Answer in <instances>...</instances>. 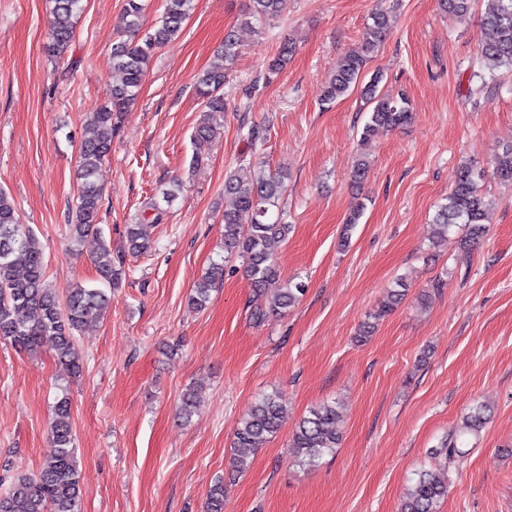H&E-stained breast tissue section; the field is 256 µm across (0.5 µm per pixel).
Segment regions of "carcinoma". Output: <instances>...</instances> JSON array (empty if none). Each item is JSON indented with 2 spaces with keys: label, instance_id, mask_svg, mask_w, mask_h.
Listing matches in <instances>:
<instances>
[{
  "label": "carcinoma",
  "instance_id": "carcinoma-1",
  "mask_svg": "<svg viewBox=\"0 0 512 512\" xmlns=\"http://www.w3.org/2000/svg\"><path fill=\"white\" fill-rule=\"evenodd\" d=\"M82 0H51V20L47 55L64 59L73 38ZM194 0H165V9L158 24L143 28L144 7L141 0H126L129 17L127 32L112 47V69L119 76L108 98L87 116L90 135L83 138L78 151L76 180L78 195L69 224L71 242L78 244L89 236L100 239L92 263L97 281L103 287H88L72 282L59 290L45 278V256L34 231L20 223L13 200L0 190V339L13 346L32 350L45 341L52 343L58 364L75 377L81 373V358L75 337L86 325L97 320L110 302L108 290L118 287L125 276L124 255L112 251L100 224L102 189L96 182L99 167L108 158L112 139L119 131L124 112L137 99L148 66L157 49L175 39L182 31ZM287 0H249L247 19L267 22L281 16ZM446 13L466 16L471 0H439ZM491 37L481 44V57L512 71V0H487L481 19ZM392 31L391 17L380 10L367 25L360 46L345 53L325 83L322 102L331 105L346 96L360 81L368 62L378 52ZM294 49L285 43L267 65V74H278L288 63ZM239 57L238 41L231 32L224 36V46L216 59L196 80L195 93L205 112L213 116L226 110L224 84ZM383 74L372 73L362 88V95L372 105L362 138L378 129H397L412 119L408 99L389 94L380 88ZM217 128L207 123L194 134L198 146L194 163L202 160L204 146L216 136ZM495 174L504 183L512 184V143L503 148L495 161ZM288 179V172L277 170L263 174L253 183L236 175L224 178V257L210 264L197 281L189 297L190 304L200 309L210 293L224 281L225 263L239 259L250 280L249 319L262 324L271 317L285 314L305 293V284L288 280L278 292L267 296V283L280 277L271 247L288 238L292 225L271 219ZM480 173L464 163L458 167L457 178L446 202L439 206L433 224L436 234L448 238L453 228L462 226L465 235L459 240L461 259L487 232L485 220L489 203L481 192ZM248 225H243V222ZM147 222L126 225L128 251L145 253L151 249L146 233ZM410 285L403 278L387 290L385 299L366 316L358 333V341H367L379 322L390 315L408 295ZM200 406L198 389L190 386L180 397V414L189 419ZM487 406L474 407L463 418L459 429L442 443L440 451L448 463L464 457L461 437L476 434L487 423ZM282 401L277 394L261 396L250 412L234 427V464L237 472L246 471L251 456L279 430ZM336 406L323 403L304 416L292 434L294 462L314 467L340 444L336 430ZM48 434L55 448L33 475L17 476L0 492V512H81L80 471L72 426V402L63 387L52 405ZM449 483L433 474L421 472L414 479L401 501L400 512H437V506L448 496ZM206 512H224V482L216 481L206 492Z\"/></svg>",
  "mask_w": 512,
  "mask_h": 512
}]
</instances>
